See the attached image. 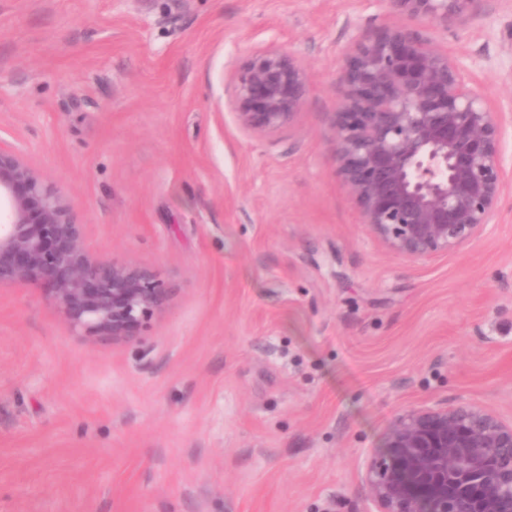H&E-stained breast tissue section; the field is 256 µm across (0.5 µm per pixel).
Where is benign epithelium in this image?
<instances>
[{"instance_id":"7a95c632","label":"benign epithelium","mask_w":512,"mask_h":512,"mask_svg":"<svg viewBox=\"0 0 512 512\" xmlns=\"http://www.w3.org/2000/svg\"><path fill=\"white\" fill-rule=\"evenodd\" d=\"M391 19L355 36L337 69L336 171L371 233L422 260L458 251L495 223L507 187L503 113L473 88L461 57L418 38L409 22L465 25L476 0H385ZM239 128L291 126L311 76L272 44L233 77ZM39 281L70 327L132 341L170 293L149 267L93 257L60 186L0 140V286ZM376 512H512V420L472 403L398 416L364 460Z\"/></svg>"}]
</instances>
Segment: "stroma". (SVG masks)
I'll return each instance as SVG.
<instances>
[{
  "label": "stroma",
  "instance_id": "obj_1",
  "mask_svg": "<svg viewBox=\"0 0 512 512\" xmlns=\"http://www.w3.org/2000/svg\"><path fill=\"white\" fill-rule=\"evenodd\" d=\"M387 21L385 0H0V140L93 254L171 290L124 342L0 287V512H374L362 464L399 415L512 416V189L490 232L412 261L336 174V70ZM410 27L465 56L512 175V0ZM273 43L312 81L253 136L231 78Z\"/></svg>",
  "mask_w": 512,
  "mask_h": 512
}]
</instances>
